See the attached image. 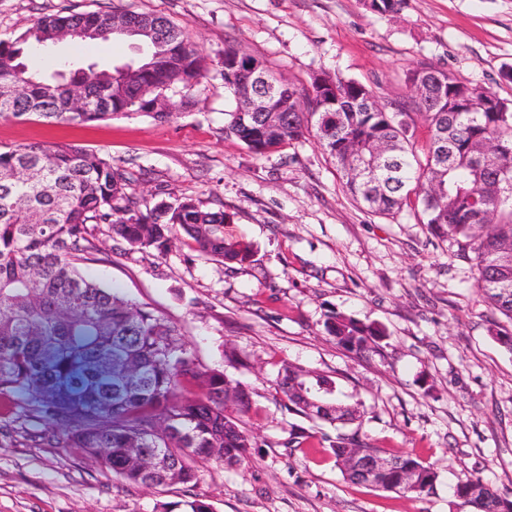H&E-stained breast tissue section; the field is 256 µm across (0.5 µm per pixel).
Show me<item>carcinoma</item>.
<instances>
[{
  "instance_id": "obj_1",
  "label": "carcinoma",
  "mask_w": 512,
  "mask_h": 512,
  "mask_svg": "<svg viewBox=\"0 0 512 512\" xmlns=\"http://www.w3.org/2000/svg\"><path fill=\"white\" fill-rule=\"evenodd\" d=\"M146 34L142 43L162 40L164 54L144 61L130 76L110 68L88 69V108L68 109L66 91L53 76L29 66V49L55 43L62 32L82 39L112 14L89 12L48 15L12 40H0V89L22 84L24 98L0 100V119L36 115L48 121H90L150 115L169 119L195 105L192 92L208 69L186 33L167 17L128 12ZM245 52L224 49V89L232 102L224 133L252 153L265 155L305 135L315 136L341 174L346 192L369 210L391 215L408 207L437 237L476 243L479 288L489 307L512 322V101L469 86L450 71L419 63L406 74L409 84L426 83L424 93L389 105L372 99L364 85L324 74L309 86L288 83V96L272 100L282 119L266 122L238 111L247 85L227 66ZM332 85L320 97L318 81ZM181 87L183 95L166 112L154 111L160 90ZM427 124L420 144L414 116ZM369 165L366 177L352 175L354 163ZM106 224L128 245L166 253L179 227L200 254L228 264H244L252 247L224 236V211H211L183 197L161 212L147 199L127 193V180L105 157L76 146L25 144L0 148V397L25 395L34 411L60 428L62 448H80L126 484L192 488V461L212 459L239 466L255 442L226 410V375L201 373L178 329L153 310L124 300L85 278L90 260L91 227ZM325 332L347 352L381 347L382 326L329 312ZM302 368L285 364L275 384L288 411L309 422L320 419L296 388ZM198 380L203 397L178 394L180 384ZM314 394L332 391L348 407L350 432L321 433L344 479L378 490L423 497L438 481L437 468L411 454L394 456L396 466L375 481L362 479L344 459L346 448L380 453L362 431L366 410L331 376L308 378ZM316 433L291 431L288 447L298 448ZM160 456L145 471L137 451ZM455 497L473 512H512V500L482 479L456 486ZM182 512H212L198 494L181 503Z\"/></svg>"
}]
</instances>
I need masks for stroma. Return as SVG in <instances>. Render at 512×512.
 Returning a JSON list of instances; mask_svg holds the SVG:
<instances>
[{"label": "stroma", "instance_id": "stroma-1", "mask_svg": "<svg viewBox=\"0 0 512 512\" xmlns=\"http://www.w3.org/2000/svg\"><path fill=\"white\" fill-rule=\"evenodd\" d=\"M131 10L184 29L209 70L196 104L169 120L140 114L81 126L0 120V147L71 144L110 158L128 190L154 202L191 197L223 210L225 231L253 257L228 266L174 240L164 255L130 247L107 225L93 232L102 258L86 277L175 325L200 369L252 389L241 425L256 449L227 468L196 459L185 486H125L74 448L48 445L52 428L20 396L0 404V512H154L189 493L213 512H462L453 488L479 478L512 499V352L490 335L500 315L484 302L472 260L432 236L411 210L375 215L354 203L318 140L256 155L224 134L221 76L234 45L299 84L313 73L356 80L384 104L408 96L420 62L512 100V0H404L381 15L361 0H0V39L39 17ZM109 67L133 55L126 39L91 50L46 51ZM382 324L378 351L350 354L324 330L329 310ZM242 359L231 367L225 347ZM336 376L365 407L363 430L386 454L436 464L433 494L413 498L346 481L318 442L288 447L300 416L273 381L282 364Z\"/></svg>", "mask_w": 512, "mask_h": 512}]
</instances>
